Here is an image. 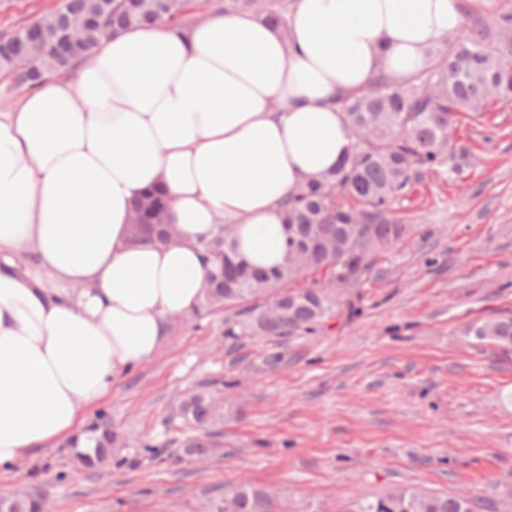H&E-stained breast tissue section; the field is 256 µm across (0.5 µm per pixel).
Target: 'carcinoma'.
<instances>
[{"label": "carcinoma", "mask_w": 512, "mask_h": 512, "mask_svg": "<svg viewBox=\"0 0 512 512\" xmlns=\"http://www.w3.org/2000/svg\"><path fill=\"white\" fill-rule=\"evenodd\" d=\"M198 0H61L50 12L8 35L0 36V70L17 85L30 88L42 76L70 69L114 32L163 22L188 24L186 14ZM252 10L276 26L287 25L279 0H224L223 10ZM25 58L31 65L16 67ZM495 100L512 102V46L491 45L484 37L460 32L448 39L430 65L399 82L384 71L371 87L338 100L354 137L353 152L336 170L301 187L285 204L286 257L269 270H257L236 253L225 225L202 244L214 266L194 312L242 305L224 335L291 336L312 332L336 309V282L351 288L370 269L373 255L404 239L412 225L391 217V205L410 192L419 169L445 168L452 177L467 165L468 150L450 141L457 117L480 115ZM166 202L156 192L138 199L133 213L136 236L165 241ZM277 308L278 318H267ZM474 336L512 344V318L492 319ZM181 416L195 434L185 446L189 456L205 457L212 448V428L224 419V402L210 391L191 394L180 404ZM88 448L81 463L99 466V455L112 457L123 437L101 414L85 432ZM278 503L246 484L224 493L216 512H278ZM490 505L408 488L394 489L361 506L360 512H486Z\"/></svg>", "instance_id": "1"}]
</instances>
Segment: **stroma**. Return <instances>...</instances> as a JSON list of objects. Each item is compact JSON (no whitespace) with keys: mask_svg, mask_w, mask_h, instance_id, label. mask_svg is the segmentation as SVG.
Returning a JSON list of instances; mask_svg holds the SVG:
<instances>
[{"mask_svg":"<svg viewBox=\"0 0 512 512\" xmlns=\"http://www.w3.org/2000/svg\"><path fill=\"white\" fill-rule=\"evenodd\" d=\"M508 9L468 0L462 23L493 41ZM456 136L473 154L461 179L424 170L393 205L414 232L337 289L315 332L230 338L232 307L174 319L155 359L82 417L110 414L127 465L87 470L72 448H43L0 468V493L40 485L52 512H214L247 483L286 496L285 512H356L404 486L512 512V346L472 333L512 318V102L462 115ZM196 389L226 412L202 462L179 416Z\"/></svg>","mask_w":512,"mask_h":512,"instance_id":"35a3bbf8","label":"stroma"}]
</instances>
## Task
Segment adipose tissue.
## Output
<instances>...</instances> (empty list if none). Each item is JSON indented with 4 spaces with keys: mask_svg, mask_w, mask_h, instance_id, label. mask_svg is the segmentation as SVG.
Instances as JSON below:
<instances>
[{
    "mask_svg": "<svg viewBox=\"0 0 512 512\" xmlns=\"http://www.w3.org/2000/svg\"><path fill=\"white\" fill-rule=\"evenodd\" d=\"M462 5L298 0L284 31L245 11L133 27L0 111V468L78 434L156 357L202 296L218 223L249 264L282 263L284 201L353 148L337 98L423 70ZM153 188L165 245L132 237Z\"/></svg>",
    "mask_w": 512,
    "mask_h": 512,
    "instance_id": "adipose-tissue-1",
    "label": "adipose tissue"
}]
</instances>
